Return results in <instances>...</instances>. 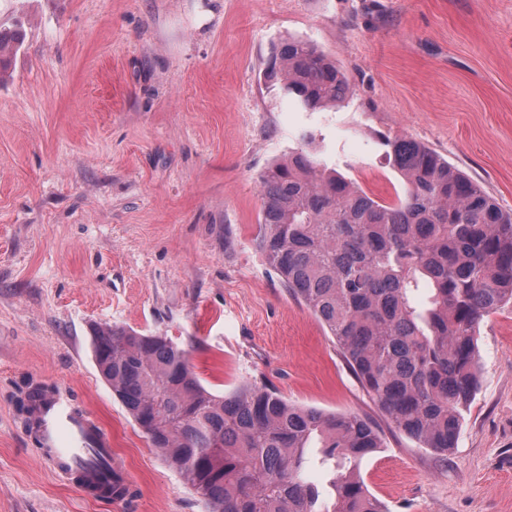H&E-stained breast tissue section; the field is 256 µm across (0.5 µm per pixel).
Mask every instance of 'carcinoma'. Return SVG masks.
I'll use <instances>...</instances> for the list:
<instances>
[{
    "label": "carcinoma",
    "mask_w": 512,
    "mask_h": 512,
    "mask_svg": "<svg viewBox=\"0 0 512 512\" xmlns=\"http://www.w3.org/2000/svg\"><path fill=\"white\" fill-rule=\"evenodd\" d=\"M0 31V73L22 44ZM267 77L308 111L343 100L345 74L312 43L274 48ZM403 195L376 197L305 148L260 176L257 244L320 319L390 424L440 456L478 386L477 330L512 304V214L433 150L385 141ZM95 365L208 512H387L360 476L382 447L356 413L291 404L266 388L221 396L166 336L97 327ZM333 472V509L305 478L307 449Z\"/></svg>",
    "instance_id": "1"
}]
</instances>
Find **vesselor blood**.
I'll return each instance as SVG.
<instances>
[{
	"label": "vessel or blood",
	"mask_w": 512,
	"mask_h": 512,
	"mask_svg": "<svg viewBox=\"0 0 512 512\" xmlns=\"http://www.w3.org/2000/svg\"><path fill=\"white\" fill-rule=\"evenodd\" d=\"M42 459L52 461L81 486L99 483L102 473L87 464L93 454L112 455V437L80 407L74 395L58 394L39 400L34 410Z\"/></svg>",
	"instance_id": "vessel-or-blood-1"
}]
</instances>
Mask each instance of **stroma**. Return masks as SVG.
I'll use <instances>...</instances> for the list:
<instances>
[{
    "mask_svg": "<svg viewBox=\"0 0 512 512\" xmlns=\"http://www.w3.org/2000/svg\"><path fill=\"white\" fill-rule=\"evenodd\" d=\"M24 41L0 78V512H207L100 377L96 326L165 336L201 382L354 412L388 512H512V306L478 333V389L446 457L389 424L256 242L260 175L301 132L327 168L391 201L384 138L434 150L512 213V0H0ZM294 37L348 77L307 112L270 82ZM77 392L130 494L39 457L28 387Z\"/></svg>",
    "mask_w": 512,
    "mask_h": 512,
    "instance_id": "1",
    "label": "stroma"
}]
</instances>
